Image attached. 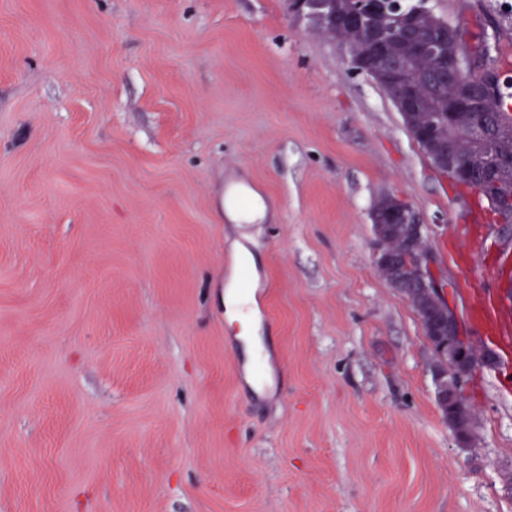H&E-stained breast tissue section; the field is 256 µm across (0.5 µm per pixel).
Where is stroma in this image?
<instances>
[{
  "instance_id": "obj_1",
  "label": "stroma",
  "mask_w": 512,
  "mask_h": 512,
  "mask_svg": "<svg viewBox=\"0 0 512 512\" xmlns=\"http://www.w3.org/2000/svg\"><path fill=\"white\" fill-rule=\"evenodd\" d=\"M429 3L512 61V0ZM350 59L286 0H0V512H512V354L470 314L487 290L512 317V230ZM233 182L264 219L227 216ZM386 195L497 359L464 446L377 264ZM233 277L259 299V389Z\"/></svg>"
}]
</instances>
